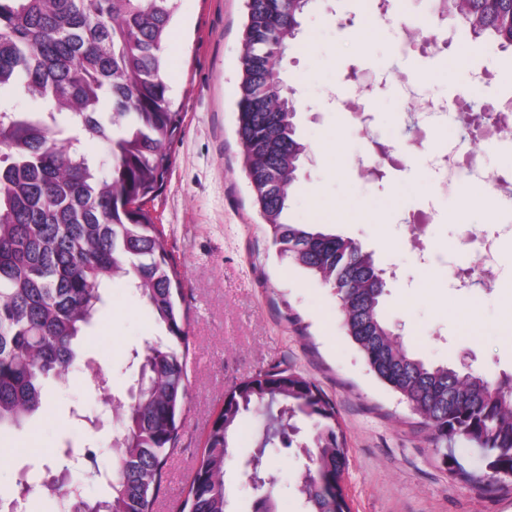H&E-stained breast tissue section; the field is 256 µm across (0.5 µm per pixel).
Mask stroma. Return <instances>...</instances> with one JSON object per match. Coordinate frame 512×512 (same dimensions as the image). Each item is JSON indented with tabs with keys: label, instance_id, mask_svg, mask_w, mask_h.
Instances as JSON below:
<instances>
[{
	"label": "stroma",
	"instance_id": "obj_1",
	"mask_svg": "<svg viewBox=\"0 0 512 512\" xmlns=\"http://www.w3.org/2000/svg\"><path fill=\"white\" fill-rule=\"evenodd\" d=\"M177 22L167 43L166 81L183 117L168 144L172 165L154 210L165 247L182 276L189 310V387L179 445L168 458L155 512H181L212 421L242 379L273 366L315 383L335 404L347 437L344 491L351 512H512V484L471 489L444 465L430 429L408 402L370 371L347 336L335 291L280 253L253 201L237 135L239 57L246 0H176ZM377 0H313L282 62L294 89L297 134L313 163L302 168L288 203L292 224L317 223L335 209L325 231L358 241L377 267L389 271L382 311L402 323L410 352L434 365H459L495 378L512 373V204L490 176L512 172L506 141L472 140L471 114L497 112L512 95V49L470 35L455 17L439 19L431 0H388L377 27L362 16ZM435 36L425 48L422 38ZM374 86L366 102L349 92L353 78ZM477 83L475 92L453 83ZM414 84L423 97L447 102V121L411 134ZM372 112L373 141L358 139L357 112ZM480 152L483 175L445 182L427 167L431 151ZM425 205L410 214L407 202ZM487 231L499 267L484 285L464 292L460 276L480 266L483 253L465 244L468 229ZM85 356L97 359L113 395L133 382L132 350L157 336L148 312L123 280L104 292ZM100 411L102 402L84 370L50 387L32 430L54 472L82 482L88 497L105 493L102 480L74 465L92 449L99 470L112 468L116 424L100 432L71 420L69 411ZM264 419L243 414L226 467L232 512H253L249 476L254 457L274 479L276 512H305L297 485L305 459L296 449L260 452ZM73 455H56L61 444Z\"/></svg>",
	"mask_w": 512,
	"mask_h": 512
}]
</instances>
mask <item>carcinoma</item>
<instances>
[{
  "mask_svg": "<svg viewBox=\"0 0 512 512\" xmlns=\"http://www.w3.org/2000/svg\"><path fill=\"white\" fill-rule=\"evenodd\" d=\"M312 0H252L243 30L237 135L243 171L272 241L299 269L336 290L347 336L371 372L403 396L436 448L463 438L484 467L454 471L474 490L512 476V374L489 381L471 369L414 357L383 316L385 271L359 242L317 224L286 222L306 144L282 77L283 53ZM469 31L512 48V0H467ZM174 0H0V89L15 88L36 112L0 108V434L43 412L51 384L79 359L101 289L123 278L167 341L132 353L130 401H114L121 429L107 491L70 512H153L167 456L179 442L188 384L187 312L177 264L147 203L171 165L181 125L172 109L165 47ZM102 140L108 158L86 151ZM267 416L260 448L306 449L312 478L298 486L307 512H350L343 486L349 448L333 402L313 382L273 368L237 384L215 416L182 512H228L225 468L243 413ZM44 458L0 490V512H18L35 489L46 500L67 484L40 478ZM255 512H275L256 476Z\"/></svg>",
  "mask_w": 512,
  "mask_h": 512,
  "instance_id": "carcinoma-1",
  "label": "carcinoma"
}]
</instances>
